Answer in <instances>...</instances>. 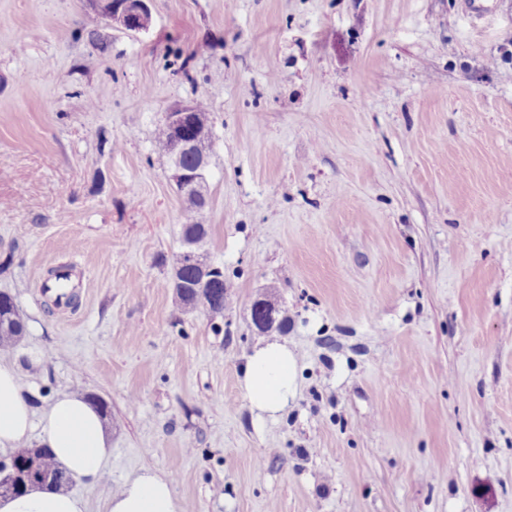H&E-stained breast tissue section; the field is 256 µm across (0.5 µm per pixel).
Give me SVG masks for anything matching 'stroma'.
Instances as JSON below:
<instances>
[{"label":"stroma","instance_id":"stroma-1","mask_svg":"<svg viewBox=\"0 0 512 512\" xmlns=\"http://www.w3.org/2000/svg\"><path fill=\"white\" fill-rule=\"evenodd\" d=\"M0 0V350L35 411L108 406L87 512L144 468L191 512H512V0ZM204 100L207 262L230 302L183 311L190 214L153 132ZM68 307L42 293L52 269ZM271 292L288 327L250 324ZM295 396L258 417L254 347ZM91 8L101 13L109 24L122 27L132 33L146 31L152 21L150 0H117L122 2L112 3V10L109 7L110 0H87ZM26 334V325L17 313L14 300L6 293H0V348L18 343ZM296 359L287 346L270 343L247 358L243 388L257 415L276 416L296 390Z\"/></svg>","mask_w":512,"mask_h":512}]
</instances>
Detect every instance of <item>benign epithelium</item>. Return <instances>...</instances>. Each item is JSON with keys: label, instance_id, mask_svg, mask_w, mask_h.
Masks as SVG:
<instances>
[{"label": "benign epithelium", "instance_id": "benign-epithelium-1", "mask_svg": "<svg viewBox=\"0 0 512 512\" xmlns=\"http://www.w3.org/2000/svg\"><path fill=\"white\" fill-rule=\"evenodd\" d=\"M90 7L105 15L111 25H117L132 33H139L149 28L152 16L150 0H118L112 4L110 0H88ZM163 119L170 125L174 134V147L169 166L170 178L174 183L189 184L206 193L204 187L208 183L209 158L206 139L212 131L201 126L197 114L190 104L172 106L163 114ZM193 154L196 159L191 169L181 164L184 154ZM253 325L261 332L273 329L278 324L276 308L265 303L262 298L253 300L251 304ZM18 475L14 458L0 460V494H5L1 487Z\"/></svg>", "mask_w": 512, "mask_h": 512}]
</instances>
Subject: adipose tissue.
<instances>
[{
    "label": "adipose tissue",
    "instance_id": "1",
    "mask_svg": "<svg viewBox=\"0 0 512 512\" xmlns=\"http://www.w3.org/2000/svg\"><path fill=\"white\" fill-rule=\"evenodd\" d=\"M296 359L287 346L270 343L246 362L243 388L258 415L276 416L296 390ZM49 450L77 480H95L108 465L112 447L104 420L82 395L55 397L35 413L17 369L0 363V447L14 449L29 437ZM0 512H86L85 501L46 486L17 497L0 498ZM105 512H184L167 479L149 470L127 478L108 496Z\"/></svg>",
    "mask_w": 512,
    "mask_h": 512
}]
</instances>
